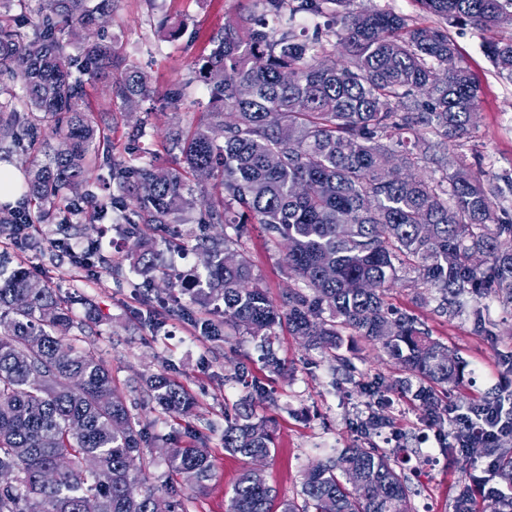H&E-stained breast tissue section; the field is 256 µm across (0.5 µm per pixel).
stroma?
<instances>
[{"label": "stroma", "mask_w": 512, "mask_h": 512, "mask_svg": "<svg viewBox=\"0 0 512 512\" xmlns=\"http://www.w3.org/2000/svg\"><path fill=\"white\" fill-rule=\"evenodd\" d=\"M255 12L253 0H119L106 28L120 38L151 81V96L143 104L151 113L149 135L142 143L143 160L166 162L162 148L166 128L173 123L194 124L209 99L205 85L198 82L191 89L192 108L176 110L163 101V92L190 79L196 61L210 52L212 37L225 23ZM163 20L181 27L179 39H168L160 32ZM510 34L512 25L507 24L488 31L448 29L462 65L481 85L470 133L457 152L466 168L496 191L497 215L505 223L512 222V77L492 64L484 45ZM242 241L259 286L270 299L280 301L296 285L282 265L281 248L258 224L248 225ZM0 255L28 269L47 271L62 292L93 298L92 310L78 305L74 312L89 319L92 332L87 344L108 361L113 387L128 400L141 401L134 380L145 370L171 376L195 397L196 415L188 423L149 408L138 412L152 422L154 430L169 435L172 445L192 442L205 447L214 464L213 477L203 489L181 485L187 512H226L233 484L246 465L241 456L225 450L219 430L225 415L233 414L246 393L234 379L237 370H244L249 380L271 393V401L260 404L256 412L272 422L275 454L266 462L264 473L282 500L297 497L303 470L323 460L326 452L359 443L357 424L370 412L359 381L388 382L401 376L393 361L357 336L347 338L342 348L356 368L354 374H346L326 353L308 347L284 325L275 329L274 346L282 367L273 373L263 366L248 335L215 343L198 337L175 317L168 318L162 331H153L140 320L143 307L137 289L116 285L108 270H81L66 260L46 270L35 254L16 252L1 237ZM417 280L416 271L404 272L387 299L398 309L414 311L433 338L464 362L465 377L459 387L449 389L448 405H457L459 397L497 388L512 391V305L485 300L487 322L478 329L467 316L438 311L436 302L420 303ZM387 413L394 425L375 437L374 443L381 449L395 444L404 447L400 465L417 490L411 512H452L456 488L464 478L458 460L441 449L435 428L422 421L417 403L396 395Z\"/></svg>", "instance_id": "stroma-1"}]
</instances>
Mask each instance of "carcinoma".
<instances>
[{"mask_svg":"<svg viewBox=\"0 0 512 512\" xmlns=\"http://www.w3.org/2000/svg\"><path fill=\"white\" fill-rule=\"evenodd\" d=\"M414 2L438 24L386 9L353 12L350 0H256L259 18L224 25L197 64L209 106L196 124L165 130L167 154L183 163L174 168L114 158L106 115L85 105L87 81H111L110 100L124 114L141 109L151 91L150 76L99 26L118 0H0V159H30L23 194L0 204V237L51 265L79 240V262L109 268L111 255L91 232L111 213L136 239L131 268L142 278L153 330L178 316L211 341L246 333L271 372L280 369L273 333L283 322L348 373L338 351L345 337L361 336L404 372L388 385L358 384L361 394L379 405L391 393L417 401L427 423L442 428L448 410L439 393L462 380L465 365L418 316L393 312L386 290L412 267L424 288L419 300L451 316L466 313L479 325L482 299L512 303V224L496 221L497 203L479 178L451 169L479 86L448 37L450 24L512 25V0ZM303 15L339 33L343 62L322 40L296 33ZM486 53L512 77L504 66L512 36L489 42ZM189 87L176 84L163 97L178 107ZM149 116L128 127L136 148ZM420 161L441 180L400 176ZM189 175L216 181L220 197L194 196ZM191 222L222 224L224 233L195 236L199 264L189 277L160 273L154 240L142 232L165 240ZM42 224L57 225L58 238L37 237ZM244 224H261L288 244L284 267L303 287L278 304L255 283ZM159 274L186 300L156 291ZM84 335L71 299L0 260V475L13 478L0 484V512H85L88 501L98 512H185L178 494L136 487L131 467L143 448L167 439L133 416L106 362L76 344ZM138 386L153 407L195 415L193 396L165 374L142 373ZM269 398L265 387L248 385L224 426L225 450L252 462L271 456L272 435L256 414ZM389 427L375 412L362 420L364 441L305 469L300 501L281 503L280 512H408V477L394 454L371 443ZM87 456L96 467L85 466ZM482 456L498 462L512 486V452L488 446ZM167 459L172 474L196 488L212 476L200 448H172ZM470 481L458 485L454 512H472ZM274 502L252 465L238 475L227 512H273Z\"/></svg>","mask_w":512,"mask_h":512,"instance_id":"carcinoma-1","label":"carcinoma"}]
</instances>
